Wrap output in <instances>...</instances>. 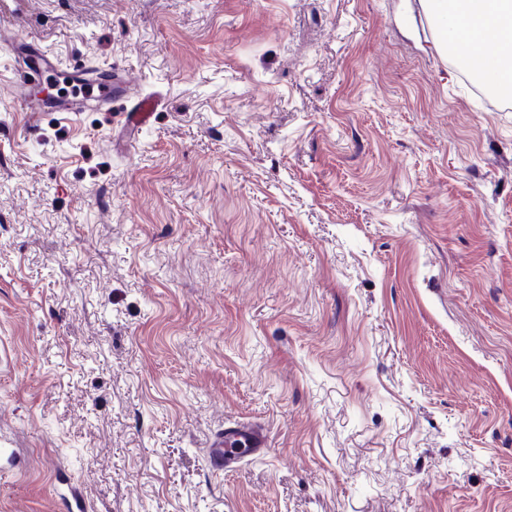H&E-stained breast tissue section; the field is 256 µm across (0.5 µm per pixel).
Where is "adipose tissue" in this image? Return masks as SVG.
Here are the masks:
<instances>
[{
  "label": "adipose tissue",
  "mask_w": 512,
  "mask_h": 512,
  "mask_svg": "<svg viewBox=\"0 0 512 512\" xmlns=\"http://www.w3.org/2000/svg\"><path fill=\"white\" fill-rule=\"evenodd\" d=\"M439 31L440 54L455 50L469 64H477L490 44L512 43V0H465L462 15L448 11V0H423Z\"/></svg>",
  "instance_id": "1"
}]
</instances>
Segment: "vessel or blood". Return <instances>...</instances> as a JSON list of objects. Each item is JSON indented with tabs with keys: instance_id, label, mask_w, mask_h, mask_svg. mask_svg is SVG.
I'll return each mask as SVG.
<instances>
[{
	"instance_id": "obj_1",
	"label": "vessel or blood",
	"mask_w": 512,
	"mask_h": 512,
	"mask_svg": "<svg viewBox=\"0 0 512 512\" xmlns=\"http://www.w3.org/2000/svg\"><path fill=\"white\" fill-rule=\"evenodd\" d=\"M12 55L18 65L22 86L21 107L28 112H75L78 102H61L57 97L43 95L48 74H56L81 88L85 96L100 101L118 100L126 94L121 78L108 71L88 68H71L49 50L28 41L21 34L13 36ZM158 98L149 94L131 101L125 107L123 117L126 125L137 130L147 125L156 111ZM268 446V436L262 425L244 422L215 434L208 445V461L212 470L226 471L237 466L244 456L260 454Z\"/></svg>"
}]
</instances>
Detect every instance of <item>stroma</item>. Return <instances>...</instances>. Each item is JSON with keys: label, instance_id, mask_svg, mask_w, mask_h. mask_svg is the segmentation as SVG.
I'll use <instances>...</instances> for the list:
<instances>
[{"label": "stroma", "instance_id": "1", "mask_svg": "<svg viewBox=\"0 0 512 512\" xmlns=\"http://www.w3.org/2000/svg\"><path fill=\"white\" fill-rule=\"evenodd\" d=\"M0 512H512V102L421 0H0ZM265 424L231 472L206 449ZM12 55L18 65L22 86L21 107L26 112H81L77 101L61 102L55 96H44L47 74L73 83L84 91L86 97L100 101L119 100L126 96L122 78H113L112 71H92L90 68H71L49 50L28 41L23 35H13ZM157 102L158 97L154 94H149L134 99L129 106L121 107L118 112H124L125 124L137 131L149 123L153 112H156Z\"/></svg>", "mask_w": 512, "mask_h": 512}]
</instances>
